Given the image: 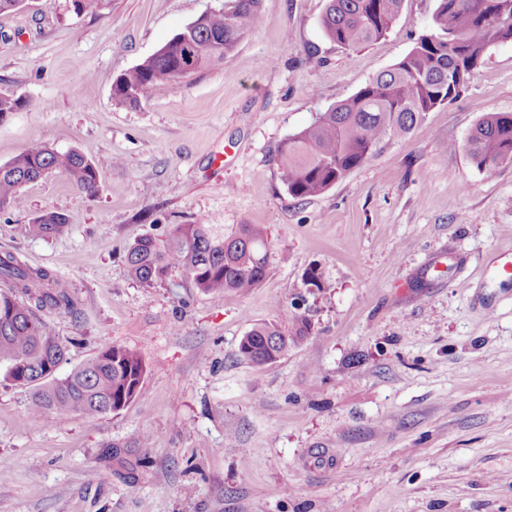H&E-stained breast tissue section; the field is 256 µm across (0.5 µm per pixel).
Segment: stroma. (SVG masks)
<instances>
[{
	"mask_svg": "<svg viewBox=\"0 0 512 512\" xmlns=\"http://www.w3.org/2000/svg\"><path fill=\"white\" fill-rule=\"evenodd\" d=\"M224 0H25L0 15V163L39 141L95 166L87 197L55 173L0 209V253L45 268L81 313L42 311L67 346L56 371L109 345L146 373L124 410L35 426L29 393L0 385V512H512V163L483 169L467 138L512 112V43L488 46L461 96L307 200L279 147L413 47L435 0H404L387 36H325L327 0H261L224 58L156 84L138 107L116 77ZM64 214L63 232L29 225ZM178 224L264 229L266 278L221 298L179 266L133 280L126 254ZM316 270L323 287L304 283ZM309 335L277 362L239 354L282 313ZM150 435L140 444L142 435Z\"/></svg>",
	"mask_w": 512,
	"mask_h": 512,
	"instance_id": "obj_1",
	"label": "stroma"
}]
</instances>
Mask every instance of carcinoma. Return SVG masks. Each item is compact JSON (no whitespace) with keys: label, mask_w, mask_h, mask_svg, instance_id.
Listing matches in <instances>:
<instances>
[{"label":"carcinoma","mask_w":512,"mask_h":512,"mask_svg":"<svg viewBox=\"0 0 512 512\" xmlns=\"http://www.w3.org/2000/svg\"><path fill=\"white\" fill-rule=\"evenodd\" d=\"M260 0H224L200 15L154 54L113 82L120 105L137 106L153 86L177 87L189 74L231 52L260 23ZM404 0H327L321 25L337 46L355 50L384 37ZM512 42V0H436L429 32L398 62L380 72L350 98L320 112L280 146V180L288 195L323 194L381 152L392 139L410 135L426 115L459 98L487 47ZM479 167L512 163V112H488L467 138ZM60 172L89 197L98 172L76 150L59 152L33 142L0 164V208L19 207L20 189L48 173ZM67 218L56 212L35 218L38 236L60 233ZM271 253L263 228L241 224L226 234L219 224H178L164 241L145 236L126 255L130 276L151 286L171 267L181 266L201 292L220 297L248 293L266 276ZM0 382L30 390L31 419L48 424L62 413L97 418L125 409L139 395L146 364L139 352L118 345L102 348L64 377L53 369L67 346L38 313L75 314L77 298L52 272L33 268L13 252L0 254ZM294 335L277 323L254 325L239 344L241 356L257 366L276 362L310 331L303 315L293 317Z\"/></svg>","instance_id":"cac0c4a2"}]
</instances>
